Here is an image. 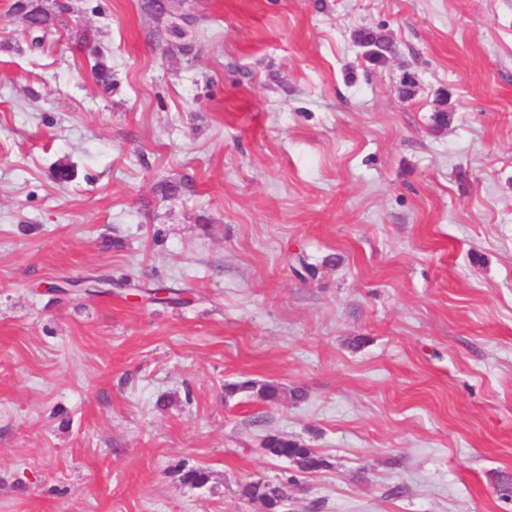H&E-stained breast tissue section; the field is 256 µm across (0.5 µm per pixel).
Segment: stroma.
I'll use <instances>...</instances> for the list:
<instances>
[{"instance_id": "stroma-1", "label": "stroma", "mask_w": 512, "mask_h": 512, "mask_svg": "<svg viewBox=\"0 0 512 512\" xmlns=\"http://www.w3.org/2000/svg\"><path fill=\"white\" fill-rule=\"evenodd\" d=\"M12 2L0 512H265L259 479L290 512H512V0H197L186 55L144 0H66L41 51ZM98 275L197 300L45 291ZM141 293L149 303L159 302L161 304L177 308L187 307L192 303V300L187 296L192 294L190 291L184 288L165 286L164 284H156L151 287H146L141 290ZM157 293H162L163 296L157 297ZM262 448L268 455L292 461L304 472L317 471L326 467L323 457L318 455L314 449L307 448L296 440L269 435L264 439ZM241 495L248 500L261 501L267 512H288V494L284 487L270 483L260 487L248 483L242 487Z\"/></svg>"}]
</instances>
